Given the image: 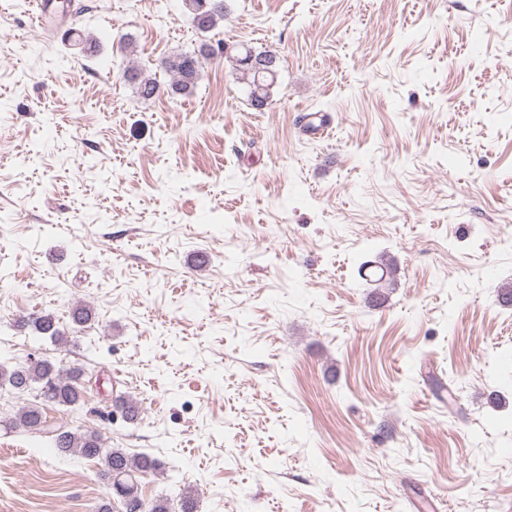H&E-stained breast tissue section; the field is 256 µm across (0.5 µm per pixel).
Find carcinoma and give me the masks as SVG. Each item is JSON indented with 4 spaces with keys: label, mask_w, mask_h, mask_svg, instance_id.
Listing matches in <instances>:
<instances>
[{
    "label": "carcinoma",
    "mask_w": 512,
    "mask_h": 512,
    "mask_svg": "<svg viewBox=\"0 0 512 512\" xmlns=\"http://www.w3.org/2000/svg\"><path fill=\"white\" fill-rule=\"evenodd\" d=\"M206 2V22L201 31L208 32L224 20L226 0H185V7L195 13L200 2ZM226 43L220 41L217 46L203 44L196 52L178 53L162 61L163 69L172 77L170 84L163 87L157 80L142 70L127 67L124 77L135 85L138 96L144 99L153 97V93L166 89L174 97L186 96L196 87L200 77L201 60H220L224 58ZM237 71L249 87V94L259 93L264 99L270 98L272 88L276 84L278 68L272 67L269 72L257 74L243 63V57H234ZM25 325L36 334L47 337L58 344L68 342V337L61 330L59 320L52 313L42 312L29 318ZM83 372L78 368H65L49 359H39L28 364L9 367L0 364V393L12 395L20 386L25 390L37 391V397L47 403L59 406H75L82 399L80 380ZM123 411L122 419L134 422L140 415V406L131 397L123 396L116 400ZM9 426L19 428L28 433L43 435L49 438L52 447L62 454H77L83 458L103 457L116 465L125 473L129 492L139 497V478L159 469L157 459L148 455L136 458L128 456L121 448H107L103 445L99 433L75 429L62 430L50 424L43 407L37 403H28L18 407L11 418Z\"/></svg>",
    "instance_id": "1"
}]
</instances>
